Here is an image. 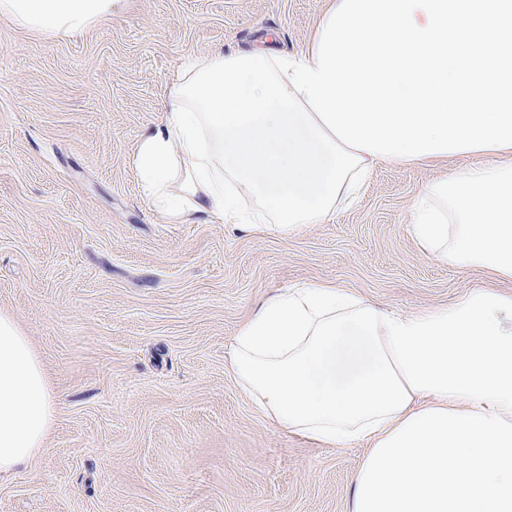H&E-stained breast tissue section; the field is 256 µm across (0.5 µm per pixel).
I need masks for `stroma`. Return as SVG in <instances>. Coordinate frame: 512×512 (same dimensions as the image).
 I'll list each match as a JSON object with an SVG mask.
<instances>
[{"label": "stroma", "instance_id": "1", "mask_svg": "<svg viewBox=\"0 0 512 512\" xmlns=\"http://www.w3.org/2000/svg\"><path fill=\"white\" fill-rule=\"evenodd\" d=\"M329 0H116L63 38L0 17V313L51 381L42 451L0 483V512H350L363 442L274 426L231 345L271 296L329 283L410 314L484 273L422 252L414 196L462 164L385 163L357 205L300 235L171 224L134 156L190 57L298 53Z\"/></svg>", "mask_w": 512, "mask_h": 512}]
</instances>
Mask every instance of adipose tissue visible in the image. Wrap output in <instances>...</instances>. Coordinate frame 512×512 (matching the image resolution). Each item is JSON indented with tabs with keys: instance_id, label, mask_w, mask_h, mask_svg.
Listing matches in <instances>:
<instances>
[{
	"instance_id": "obj_1",
	"label": "adipose tissue",
	"mask_w": 512,
	"mask_h": 512,
	"mask_svg": "<svg viewBox=\"0 0 512 512\" xmlns=\"http://www.w3.org/2000/svg\"><path fill=\"white\" fill-rule=\"evenodd\" d=\"M115 0H0V17L56 37ZM134 163L172 224L205 215L246 233H302L350 204L376 155L335 136L268 49L190 58ZM442 176L411 206L426 253L489 283L448 306L399 314L330 284L288 289L233 341L237 384L276 426L368 448L351 512H512V148ZM54 423L47 372L0 313V479L26 466Z\"/></svg>"
}]
</instances>
